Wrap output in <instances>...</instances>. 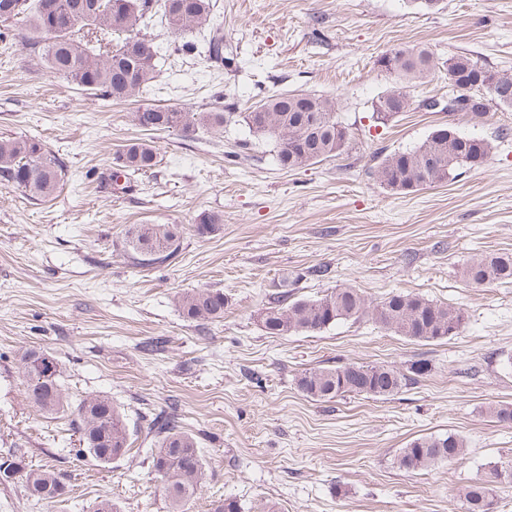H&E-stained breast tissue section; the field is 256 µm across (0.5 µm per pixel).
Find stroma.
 Instances as JSON below:
<instances>
[{
    "instance_id": "1",
    "label": "stroma",
    "mask_w": 512,
    "mask_h": 512,
    "mask_svg": "<svg viewBox=\"0 0 512 512\" xmlns=\"http://www.w3.org/2000/svg\"><path fill=\"white\" fill-rule=\"evenodd\" d=\"M214 21L238 48L239 67L201 54L166 62L152 91L120 102L53 76L25 49L28 30L0 44V137L41 141L62 165L56 193L30 198L0 180V453L48 466L68 486L64 502L28 501L21 483L0 485V512H92L109 497L121 512H169L151 468L146 417L177 416L198 436L205 472L188 512L218 498L240 512H463L465 486L494 462L512 464V425L489 406L512 404V283L464 277L473 258L512 252V109L490 105L479 120L418 107L387 122L372 118L395 84L375 64L401 46L478 59L512 75V0H217ZM304 91L335 99L350 132L340 156L288 170L276 144L237 120L223 131L147 133L133 121L146 106L208 111L216 102L247 111L266 94ZM491 139L480 168L399 194L373 175L380 157L420 144L438 128ZM153 141L158 163L129 195L101 179L124 145ZM220 215L201 237L200 213ZM134 224H178L170 264L136 265L124 248ZM327 273L309 277V268ZM359 288L375 304L411 292L462 308L460 334L420 343L371 317L315 334H268L271 296L314 299ZM223 290L224 317L186 320L177 297ZM161 339L163 350L143 342ZM51 352L70 403L109 396L130 433L126 456L109 464L76 458L71 411L46 413L26 396L20 358ZM429 372L386 399L314 400L296 379L336 364ZM453 432L466 456L422 471L394 459L418 436Z\"/></svg>"
}]
</instances>
